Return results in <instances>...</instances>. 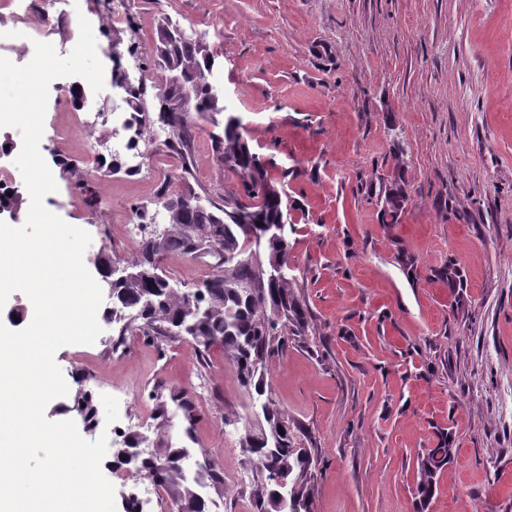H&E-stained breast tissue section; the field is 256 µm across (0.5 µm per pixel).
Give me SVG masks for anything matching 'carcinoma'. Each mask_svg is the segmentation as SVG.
<instances>
[{
	"mask_svg": "<svg viewBox=\"0 0 512 512\" xmlns=\"http://www.w3.org/2000/svg\"><path fill=\"white\" fill-rule=\"evenodd\" d=\"M127 51L133 52L137 30L127 24ZM182 27L170 21L157 28L151 49L156 80L127 82L124 75L112 74V82L126 83L124 112L128 118L129 148L139 143L150 145V133L159 123L170 130L181 157V178H193L194 118L176 111L180 101L191 98L198 115L209 124L217 160L224 170L235 175L243 193L235 196H200L193 190L172 195L159 191L149 214L145 205L132 213L142 228L155 223L161 213L167 224H190L201 232L191 237L178 232L149 240L141 235L138 250L127 262L130 267H151L154 282H130L120 287L131 308L146 306V313L123 319L110 314L114 323H122L112 345L123 342L131 329H137L157 344L186 341L197 354L202 372L215 350L224 352L233 366L245 397L249 413L231 422L241 425L240 445L254 468L251 488L253 512H279L282 488L274 477L284 478L300 505L301 512H311L318 493L317 471L322 465L315 437L292 421L277 400L267 379L271 357L290 347H306L311 332V314L295 278L284 275L290 263V246L284 235L283 198L268 174L262 157L254 152L243 132L240 116L226 111L224 97L203 81V73L213 72L215 56L195 33L187 37ZM106 51L120 52L123 39L112 26L105 25ZM157 102L158 111L151 115L148 100ZM60 173L69 184L87 190L83 172L72 159L55 158ZM107 175H133L136 169L124 166L120 157L101 160ZM409 200L408 181L400 171L384 186L383 218L396 223ZM202 252L216 259L218 271L193 288H181L166 274L165 260L172 254L185 257ZM157 421L152 449L140 448L137 432L122 437L112 457L116 464H135L134 473L160 487L169 498L182 505V512H208L200 489L210 488L224 494V474L219 464L201 449L173 443L168 435L172 411L180 412L185 439L193 440L198 407L194 397L182 386L160 384L152 390ZM73 408L91 417L95 406L90 393L79 390ZM455 448L451 436L439 438L437 445L425 449L418 459L414 490L416 507H423L439 488L444 468L453 463Z\"/></svg>",
	"mask_w": 512,
	"mask_h": 512,
	"instance_id": "carcinoma-1",
	"label": "carcinoma"
}]
</instances>
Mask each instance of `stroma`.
<instances>
[{
    "label": "stroma",
    "instance_id": "35a3bbf8",
    "mask_svg": "<svg viewBox=\"0 0 512 512\" xmlns=\"http://www.w3.org/2000/svg\"><path fill=\"white\" fill-rule=\"evenodd\" d=\"M140 41L124 67L147 61L168 19L204 35L224 100L251 148L288 195L290 274L313 319L308 347L273 357L269 378L291 419L327 462L314 512H414L417 459L450 433L456 461L429 512H512V0H125ZM32 40L74 47L45 16L75 0H28ZM51 83L46 164L74 159L103 203L91 211L65 180L46 196L87 231L88 254L123 259L138 239L132 205L153 199L145 172L102 176L105 143ZM211 127L194 133L195 190H239L216 160ZM405 169L411 196L398 223L377 194ZM455 263L461 285L441 271ZM55 353L62 374L95 378L99 433L155 437L149 393L193 385L190 344L156 345L141 331L113 346ZM195 448L224 471L210 512H239L252 467L229 419L247 402L221 351L211 355ZM128 394L125 413L104 396Z\"/></svg>",
    "mask_w": 512,
    "mask_h": 512
}]
</instances>
